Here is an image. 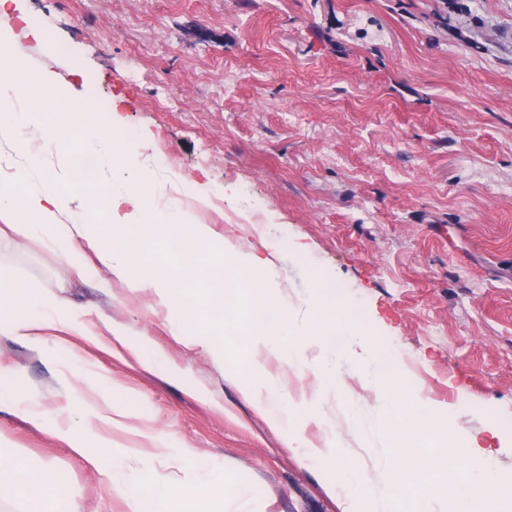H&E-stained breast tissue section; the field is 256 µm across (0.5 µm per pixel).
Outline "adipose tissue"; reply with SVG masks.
<instances>
[{
	"label": "adipose tissue",
	"mask_w": 512,
	"mask_h": 512,
	"mask_svg": "<svg viewBox=\"0 0 512 512\" xmlns=\"http://www.w3.org/2000/svg\"><path fill=\"white\" fill-rule=\"evenodd\" d=\"M25 318L14 325L0 321V333L7 332L40 343L35 328L45 323H60L74 331H81V322L64 306L49 307L43 304L40 290L29 285L24 289ZM111 443H104L103 453L111 454L112 467L102 474L110 490L118 492L129 503L130 512H154L152 500L146 494L147 468L130 469L125 458L112 455ZM60 494V483L56 470L49 465L31 468L28 463L0 457V502H19L22 512H54Z\"/></svg>",
	"instance_id": "ef3b65f1"
}]
</instances>
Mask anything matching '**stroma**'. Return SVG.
Instances as JSON below:
<instances>
[{
    "instance_id": "35a3bbf8",
    "label": "stroma",
    "mask_w": 512,
    "mask_h": 512,
    "mask_svg": "<svg viewBox=\"0 0 512 512\" xmlns=\"http://www.w3.org/2000/svg\"><path fill=\"white\" fill-rule=\"evenodd\" d=\"M57 45L23 40L61 93L89 82L91 114L122 101L121 145L196 222L204 249L270 258L277 293L306 317L345 306L423 416L478 438L512 482V0H21ZM0 278L37 284L84 328L0 334V386L46 412L0 407V456L51 464L57 512H130L108 492L102 441L150 465L159 506L192 512L196 462L224 475L223 512H355L332 466L272 430L201 339L173 332L150 288L112 277L96 251L0 230ZM124 330L115 338L110 326ZM150 349L156 363L141 353ZM284 392L310 403L305 436L358 458L380 508L396 451L355 399L375 381L342 357V384L296 377L261 355ZM80 428L82 451L61 432Z\"/></svg>"
}]
</instances>
